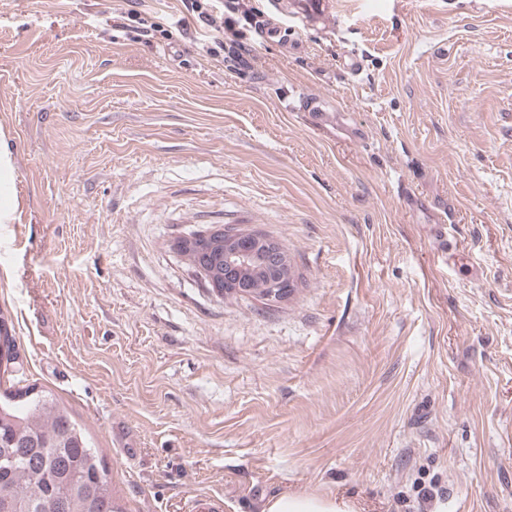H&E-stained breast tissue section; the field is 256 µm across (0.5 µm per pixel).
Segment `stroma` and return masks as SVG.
<instances>
[{
    "label": "stroma",
    "instance_id": "1",
    "mask_svg": "<svg viewBox=\"0 0 512 512\" xmlns=\"http://www.w3.org/2000/svg\"><path fill=\"white\" fill-rule=\"evenodd\" d=\"M335 2L233 68L181 0L148 44L112 0H0V388L51 392L130 512H418L419 478L512 512V0ZM214 224L285 245L294 295L202 288L172 241ZM301 102L303 109L314 113L318 123L330 122L341 116L336 109L332 110L324 100L311 94H303ZM19 353L17 351L16 336L12 334L6 321H0V374L13 372L18 363ZM5 362V365H4ZM4 368L2 370V367ZM260 512H359L347 499L327 495L288 493L267 499ZM223 508L222 500L207 495H194L179 506L181 512H222Z\"/></svg>",
    "mask_w": 512,
    "mask_h": 512
}]
</instances>
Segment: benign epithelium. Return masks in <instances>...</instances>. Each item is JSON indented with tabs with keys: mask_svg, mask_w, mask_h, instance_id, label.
Listing matches in <instances>:
<instances>
[{
	"mask_svg": "<svg viewBox=\"0 0 512 512\" xmlns=\"http://www.w3.org/2000/svg\"><path fill=\"white\" fill-rule=\"evenodd\" d=\"M198 256L210 253H224V272L220 273L203 265L197 266L198 278L207 289H214L219 295L224 287L245 282L250 273V261L254 252L262 250L267 271V288L262 301L267 306L279 304L291 297L296 278L293 260L276 248L273 239L267 235L250 231L240 224H220L206 232L196 234L190 239Z\"/></svg>",
	"mask_w": 512,
	"mask_h": 512,
	"instance_id": "obj_1",
	"label": "benign epithelium"
}]
</instances>
